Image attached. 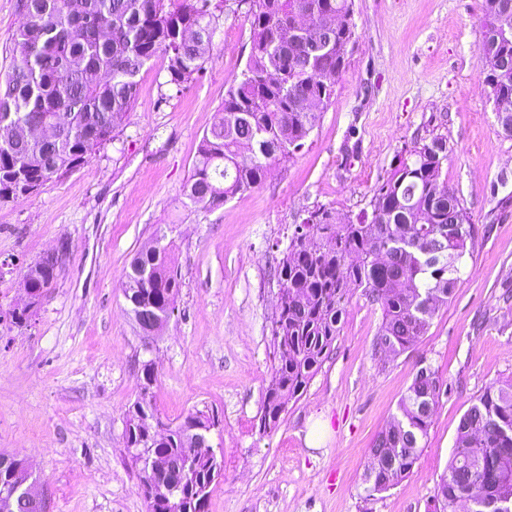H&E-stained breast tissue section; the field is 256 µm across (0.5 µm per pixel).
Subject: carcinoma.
<instances>
[{
	"instance_id": "cac0c4a2",
	"label": "carcinoma",
	"mask_w": 512,
	"mask_h": 512,
	"mask_svg": "<svg viewBox=\"0 0 512 512\" xmlns=\"http://www.w3.org/2000/svg\"><path fill=\"white\" fill-rule=\"evenodd\" d=\"M353 0H250L253 37L245 68L235 77L224 106L202 139L184 191L185 205L219 208L261 185L296 157L330 104L336 77L356 40L349 20L330 26L327 16L347 15ZM512 0H482L483 37L478 59L491 89L493 108L512 106V41L496 34L500 15ZM23 22L15 41L5 88H0V200L21 188L32 195L52 178L88 163L92 154L123 126L135 98L136 77L152 58H167V83L177 88L202 70L212 48L211 0H20ZM307 13L322 44L295 25ZM92 15L96 29L77 30L71 18ZM68 118V131L37 140L31 126ZM447 148L442 138L411 150L373 189L371 211L336 224L326 209L308 212L279 266V304L271 320L277 364L264 394L260 429L271 431L287 413L288 401L306 389L328 356L351 289L382 313L374 350L397 356L426 334L440 306L448 303L459 261L474 247L476 229L466 208L442 179ZM56 279L54 266L36 260L21 285L41 297ZM126 305L176 310L180 288L170 247L143 248L132 257L123 281ZM155 373L141 364L140 392L128 407L125 438L141 465L140 490L148 512H168L162 496L151 497L153 475L141 463L145 454L161 461L182 452V434L211 423L204 411L174 426L169 441L148 440ZM443 381L431 366L420 367L398 403V415L369 448L364 475L366 497L406 478L418 459L432 424ZM214 464L199 459L181 485L183 512H202L217 478ZM24 466L0 468V505L8 512H33L15 484ZM503 512L512 505V381L488 386L460 419L456 446L434 496V512Z\"/></svg>"
}]
</instances>
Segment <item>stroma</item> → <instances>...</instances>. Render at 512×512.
Returning a JSON list of instances; mask_svg holds the SVG:
<instances>
[{
  "mask_svg": "<svg viewBox=\"0 0 512 512\" xmlns=\"http://www.w3.org/2000/svg\"><path fill=\"white\" fill-rule=\"evenodd\" d=\"M248 0H222L213 48L182 90L167 61L141 69L113 140L39 193L0 200V452L28 460L49 512H147L125 443L153 359L164 424L213 413L224 472L207 512H433L459 421L489 385L512 379V137L497 124L478 60L480 0H353L356 42L332 100L286 170L221 207H184L203 134L244 67ZM18 0H0V83L20 49ZM446 142V183L478 241L424 336L374 352L381 310L353 290L336 340L275 429L260 432L275 352L277 265L297 224L324 207L342 224L369 208L402 150ZM164 235L181 278L176 311L145 352L121 281ZM63 264L23 324L25 267ZM448 386L412 472L366 499L368 450L397 414L420 363Z\"/></svg>",
  "mask_w": 512,
  "mask_h": 512,
  "instance_id": "stroma-1",
  "label": "stroma"
}]
</instances>
